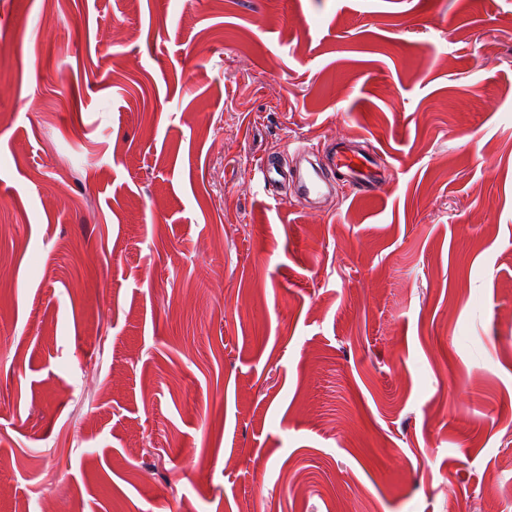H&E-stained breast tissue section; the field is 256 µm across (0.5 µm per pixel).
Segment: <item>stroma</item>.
Instances as JSON below:
<instances>
[{"mask_svg":"<svg viewBox=\"0 0 512 512\" xmlns=\"http://www.w3.org/2000/svg\"><path fill=\"white\" fill-rule=\"evenodd\" d=\"M76 503L512 512V0H0V512ZM371 163L365 153L355 147H346L336 153L334 165L338 173L353 182L371 184L375 176Z\"/></svg>","mask_w":512,"mask_h":512,"instance_id":"1","label":"stroma"}]
</instances>
